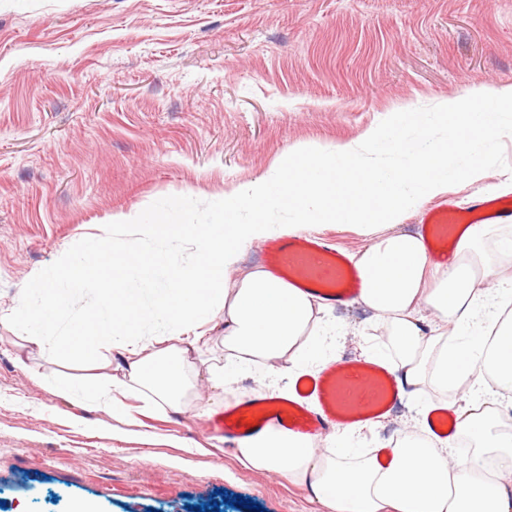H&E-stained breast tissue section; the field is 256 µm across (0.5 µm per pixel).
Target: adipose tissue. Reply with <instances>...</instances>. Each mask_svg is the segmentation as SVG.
I'll return each mask as SVG.
<instances>
[{
  "label": "adipose tissue",
  "instance_id": "ef3b65f1",
  "mask_svg": "<svg viewBox=\"0 0 512 512\" xmlns=\"http://www.w3.org/2000/svg\"><path fill=\"white\" fill-rule=\"evenodd\" d=\"M443 158L440 151L420 154L403 184L395 185L363 170L352 148L299 149L281 164L275 185L246 187L249 223L230 218L220 230L176 222L169 210L156 215L154 235L177 236L194 248V261L184 267L169 271L157 259L141 260L140 241L104 244L93 235L83 258L61 256L73 287L96 277L121 280L132 270L146 282L161 277L169 282L159 291L154 314L171 330L154 337L149 353L138 343L140 306L132 292L103 295L100 305L73 326V335L83 341L106 336L135 356L123 377L93 391L98 408L126 413V398L146 390L156 406L181 410L194 387L186 354L210 351L206 325L219 315L228 366L316 360L323 346L322 298L290 288L263 268L242 272L232 288L225 287L224 273L247 242L289 235L307 224H357L372 236L354 261L368 283L360 300L386 332L385 342L369 345L368 355L386 363L399 386L411 388L420 415L443 403L448 393L469 392L470 402L454 415L472 445L470 454H452L447 440L415 431L368 454L359 453L360 435L353 430L337 435L327 448L274 431L238 448L237 459L308 486L328 512H512V430L502 428L499 410L501 392H512V313L498 310L503 289L486 285L495 266L512 259V245L488 252L493 225L471 224L445 265L432 260L422 238L378 231L379 225L397 223L406 206L444 192L457 178L456 165H444ZM274 209L291 212L292 222L268 223ZM426 307L442 319L428 335L420 327ZM65 309L64 297L54 294L41 305L21 304L0 313V322L22 331L41 325L42 335L33 339L39 345Z\"/></svg>",
  "mask_w": 512,
  "mask_h": 512
}]
</instances>
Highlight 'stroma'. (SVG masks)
<instances>
[{"mask_svg":"<svg viewBox=\"0 0 512 512\" xmlns=\"http://www.w3.org/2000/svg\"><path fill=\"white\" fill-rule=\"evenodd\" d=\"M512 86V0H0V310L41 304L60 287L61 255L82 258L87 235L142 238L177 268L192 252L155 238L156 213L178 204L190 224H212L225 206L250 218L243 189L275 177L289 152L353 146L372 128L404 131L406 157L378 165L397 179L416 155L452 153L461 118L449 101L511 113L482 96ZM481 178L408 207L394 229L415 234L428 208L460 211L512 184V129L480 141L460 169ZM137 224L115 225L121 214ZM135 288L145 313L138 334L159 331L154 293L138 284L91 280L68 289V309L37 350L0 324V512H189L216 491L264 512H324L307 487L242 466L212 429L230 402L288 391V373L224 365V323L212 353L187 358L198 373L182 412L128 397L127 415L98 409L59 378L105 383L102 356L70 355L71 326L104 289ZM321 361L361 357L384 339L357 301L330 307ZM411 401L362 435L388 443L414 423Z\"/></svg>","mask_w":512,"mask_h":512,"instance_id":"stroma-1","label":"stroma"}]
</instances>
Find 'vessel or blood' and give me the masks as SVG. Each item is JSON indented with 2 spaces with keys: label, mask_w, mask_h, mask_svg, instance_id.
Masks as SVG:
<instances>
[{
  "label": "vessel or blood",
  "mask_w": 512,
  "mask_h": 512,
  "mask_svg": "<svg viewBox=\"0 0 512 512\" xmlns=\"http://www.w3.org/2000/svg\"><path fill=\"white\" fill-rule=\"evenodd\" d=\"M473 212L482 223L512 216V206L484 199L475 204ZM466 221L465 215L447 206L424 215L423 238L435 261H447L455 231ZM263 255L271 269L289 283L329 302L347 301L362 292L359 272L329 239L274 238L265 244ZM399 392L386 365L372 359L333 361L300 376L288 395H255L232 404L214 417L212 428L236 446L269 431L305 438L324 436L380 421L391 411ZM426 423L438 436L454 434L447 409L432 410Z\"/></svg>",
  "instance_id": "vessel-or-blood-1"
}]
</instances>
